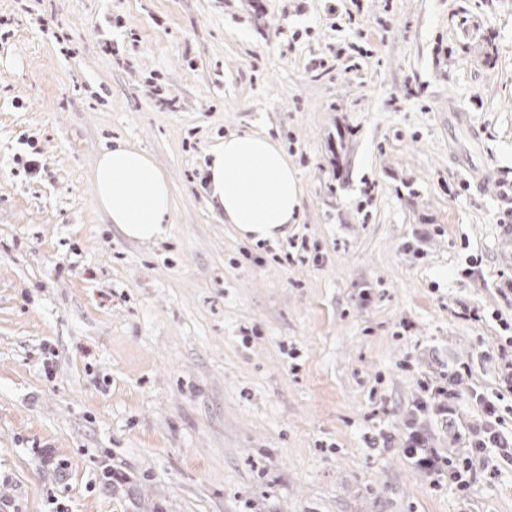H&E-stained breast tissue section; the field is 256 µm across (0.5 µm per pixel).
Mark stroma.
<instances>
[{"label":"stroma","instance_id":"stroma-1","mask_svg":"<svg viewBox=\"0 0 512 512\" xmlns=\"http://www.w3.org/2000/svg\"><path fill=\"white\" fill-rule=\"evenodd\" d=\"M258 130L302 212L252 244L203 160ZM117 140L163 240L96 204ZM508 224L512 0H0V512H512L403 447L512 431ZM92 184L98 207L125 238L151 242L167 234L174 207L172 187L149 153L116 141L98 154Z\"/></svg>","mask_w":512,"mask_h":512}]
</instances>
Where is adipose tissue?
<instances>
[{
    "mask_svg": "<svg viewBox=\"0 0 512 512\" xmlns=\"http://www.w3.org/2000/svg\"><path fill=\"white\" fill-rule=\"evenodd\" d=\"M203 174L210 203L241 239L276 242L298 223L301 189L281 145L260 132L233 133L211 146ZM98 207L125 238L151 242L169 229L174 207L167 175L146 151L119 141L97 156Z\"/></svg>",
    "mask_w": 512,
    "mask_h": 512,
    "instance_id": "adipose-tissue-1",
    "label": "adipose tissue"
}]
</instances>
